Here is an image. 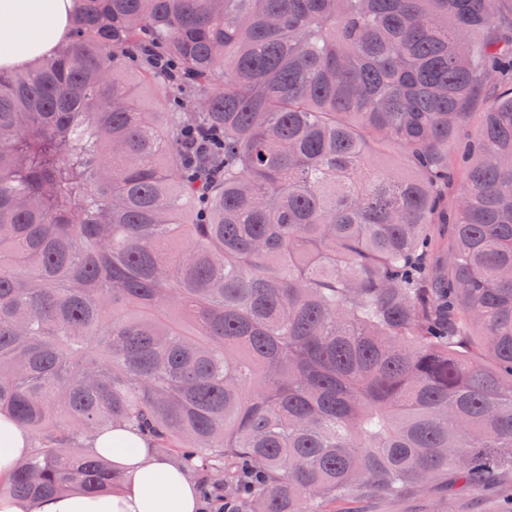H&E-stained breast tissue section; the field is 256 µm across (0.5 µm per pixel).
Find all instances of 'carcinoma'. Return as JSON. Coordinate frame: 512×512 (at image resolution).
I'll list each match as a JSON object with an SVG mask.
<instances>
[{"mask_svg":"<svg viewBox=\"0 0 512 512\" xmlns=\"http://www.w3.org/2000/svg\"><path fill=\"white\" fill-rule=\"evenodd\" d=\"M507 26L512 0H81L0 72V413L34 448L5 489L112 490L88 448L116 427L233 512L512 486V87L460 137ZM189 128L224 134L202 192Z\"/></svg>","mask_w":512,"mask_h":512,"instance_id":"carcinoma-1","label":"carcinoma"}]
</instances>
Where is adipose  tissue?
I'll return each instance as SVG.
<instances>
[{"instance_id":"adipose-tissue-1","label":"adipose tissue","mask_w":512,"mask_h":512,"mask_svg":"<svg viewBox=\"0 0 512 512\" xmlns=\"http://www.w3.org/2000/svg\"><path fill=\"white\" fill-rule=\"evenodd\" d=\"M77 0H0V69L18 70L53 56L69 37ZM93 453L111 461L120 481L105 495L21 500L2 492L32 452L30 436L0 415V512H198L196 485L174 458L124 428L99 435Z\"/></svg>"}]
</instances>
